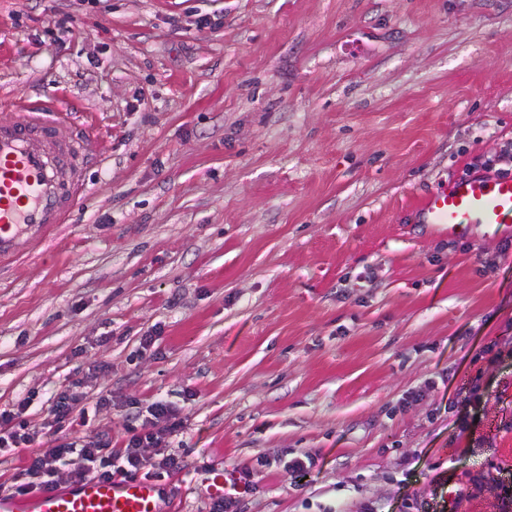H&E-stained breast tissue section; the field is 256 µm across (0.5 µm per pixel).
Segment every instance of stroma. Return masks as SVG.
I'll return each instance as SVG.
<instances>
[{"label": "stroma", "mask_w": 512, "mask_h": 512, "mask_svg": "<svg viewBox=\"0 0 512 512\" xmlns=\"http://www.w3.org/2000/svg\"><path fill=\"white\" fill-rule=\"evenodd\" d=\"M48 98L104 148L70 222L0 262V410L37 395L0 496L162 397L188 463L163 512L241 469L247 512H501L512 233L414 206L512 170V0H0V119ZM75 381L94 425L54 426Z\"/></svg>", "instance_id": "35a3bbf8"}]
</instances>
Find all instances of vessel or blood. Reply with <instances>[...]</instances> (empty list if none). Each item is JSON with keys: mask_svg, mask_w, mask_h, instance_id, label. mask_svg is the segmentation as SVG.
Masks as SVG:
<instances>
[{"mask_svg": "<svg viewBox=\"0 0 512 512\" xmlns=\"http://www.w3.org/2000/svg\"><path fill=\"white\" fill-rule=\"evenodd\" d=\"M93 141L89 129L73 128L67 113L44 101L22 105L0 125V260L66 223L86 186L63 182L59 169L77 158L89 163ZM420 209L425 223L455 236L498 232L512 226V177L453 180L447 190L428 193ZM0 512H162L161 486L145 478L89 477L22 501L1 497Z\"/></svg>", "mask_w": 512, "mask_h": 512, "instance_id": "b4317fda", "label": "vessel or blood"}]
</instances>
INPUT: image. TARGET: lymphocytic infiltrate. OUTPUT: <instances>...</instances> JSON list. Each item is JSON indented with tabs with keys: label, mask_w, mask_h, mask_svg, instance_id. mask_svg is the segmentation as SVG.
<instances>
[{
	"label": "lymphocytic infiltrate",
	"mask_w": 512,
	"mask_h": 512,
	"mask_svg": "<svg viewBox=\"0 0 512 512\" xmlns=\"http://www.w3.org/2000/svg\"><path fill=\"white\" fill-rule=\"evenodd\" d=\"M31 403L27 397L16 408L0 411V454L29 447L34 441L36 432L25 417ZM183 427L182 409L167 400H154L144 408L131 403L125 415L126 438L121 446H113L110 434L98 432L82 440L60 443L51 451L32 454L26 467L30 481L18 486L17 492L29 493L34 479L41 488H51L59 465L66 463L72 467V476L80 481L90 476L133 477L141 472L148 478L160 479L181 471L186 463L169 452L168 444ZM149 448L154 451L150 457L145 454Z\"/></svg>",
	"instance_id": "f902f5d3"
}]
</instances>
